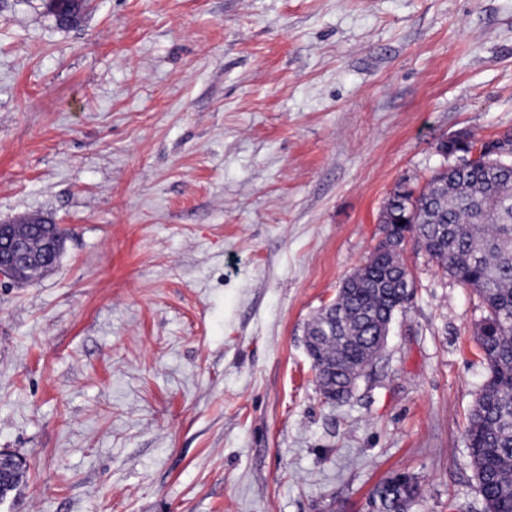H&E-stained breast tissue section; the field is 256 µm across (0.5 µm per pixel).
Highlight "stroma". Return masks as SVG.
<instances>
[{
	"label": "stroma",
	"mask_w": 512,
	"mask_h": 512,
	"mask_svg": "<svg viewBox=\"0 0 512 512\" xmlns=\"http://www.w3.org/2000/svg\"><path fill=\"white\" fill-rule=\"evenodd\" d=\"M462 130L512 132V0H0V224L66 231L0 285V512H484L474 292L409 239L352 398L304 345ZM49 1V0H47ZM45 2V1H44ZM49 14L53 15L60 25L75 21L83 8L82 0H54L45 2ZM380 488H383L385 494L386 512H409L419 496L418 484L410 476H405L404 481L388 479L377 490Z\"/></svg>",
	"instance_id": "35a3bbf8"
}]
</instances>
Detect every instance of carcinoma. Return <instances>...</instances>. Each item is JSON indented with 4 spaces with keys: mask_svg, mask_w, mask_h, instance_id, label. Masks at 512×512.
<instances>
[{
    "mask_svg": "<svg viewBox=\"0 0 512 512\" xmlns=\"http://www.w3.org/2000/svg\"><path fill=\"white\" fill-rule=\"evenodd\" d=\"M83 0H49L46 9L61 25L77 18ZM466 168L436 171L415 195L400 187L380 215L383 225L407 226L421 248L481 300L485 316L476 331L488 376L467 417L465 435L485 512H512V157L482 153ZM408 270L400 250L380 242L367 261L343 282L334 308L342 315L336 334L322 333L318 312L307 332L314 340L313 367L319 388L330 392L368 365L371 338L390 326L404 306ZM388 512H410L419 496L414 478L382 485Z\"/></svg>",
    "mask_w": 512,
    "mask_h": 512,
    "instance_id": "1",
    "label": "carcinoma"
}]
</instances>
